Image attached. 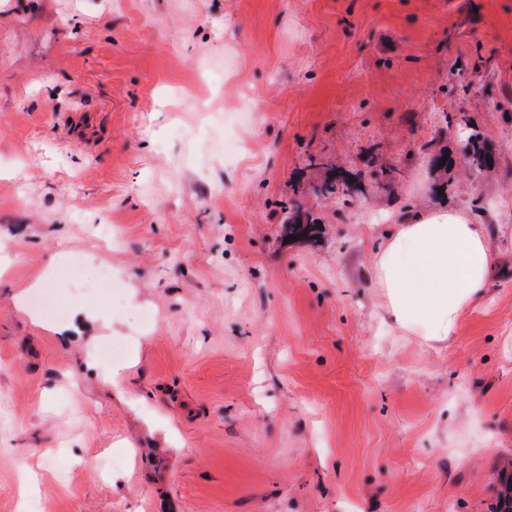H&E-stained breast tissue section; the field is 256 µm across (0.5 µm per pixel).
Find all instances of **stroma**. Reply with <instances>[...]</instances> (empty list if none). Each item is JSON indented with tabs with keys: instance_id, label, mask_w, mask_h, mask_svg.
I'll list each match as a JSON object with an SVG mask.
<instances>
[{
	"instance_id": "obj_1",
	"label": "stroma",
	"mask_w": 512,
	"mask_h": 512,
	"mask_svg": "<svg viewBox=\"0 0 512 512\" xmlns=\"http://www.w3.org/2000/svg\"><path fill=\"white\" fill-rule=\"evenodd\" d=\"M437 209L498 257L445 343L373 269ZM509 467L512 0H0V512H493ZM486 155L494 160V154L489 146L481 141L477 135H468L463 141L462 156L470 168L477 171L487 167Z\"/></svg>"
}]
</instances>
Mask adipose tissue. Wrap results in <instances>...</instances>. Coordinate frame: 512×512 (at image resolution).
<instances>
[{"mask_svg":"<svg viewBox=\"0 0 512 512\" xmlns=\"http://www.w3.org/2000/svg\"><path fill=\"white\" fill-rule=\"evenodd\" d=\"M495 265L483 225L459 211L401 218L374 260L393 324L439 343L455 335Z\"/></svg>","mask_w":512,"mask_h":512,"instance_id":"adipose-tissue-1","label":"adipose tissue"}]
</instances>
